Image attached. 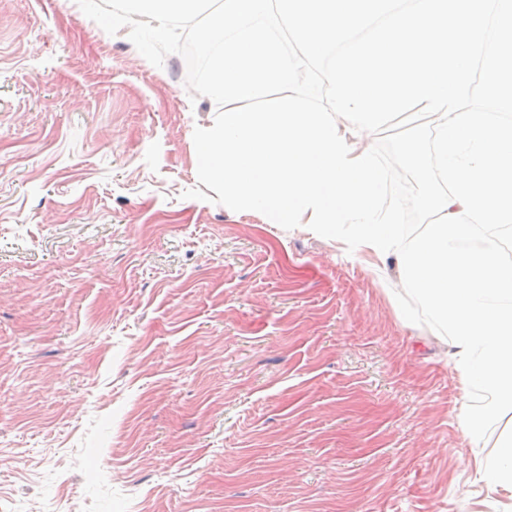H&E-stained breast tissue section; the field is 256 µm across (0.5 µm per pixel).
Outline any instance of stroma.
<instances>
[{
	"label": "stroma",
	"instance_id": "obj_1",
	"mask_svg": "<svg viewBox=\"0 0 512 512\" xmlns=\"http://www.w3.org/2000/svg\"><path fill=\"white\" fill-rule=\"evenodd\" d=\"M185 80L0 0V512H512L395 260L186 198Z\"/></svg>",
	"mask_w": 512,
	"mask_h": 512
}]
</instances>
